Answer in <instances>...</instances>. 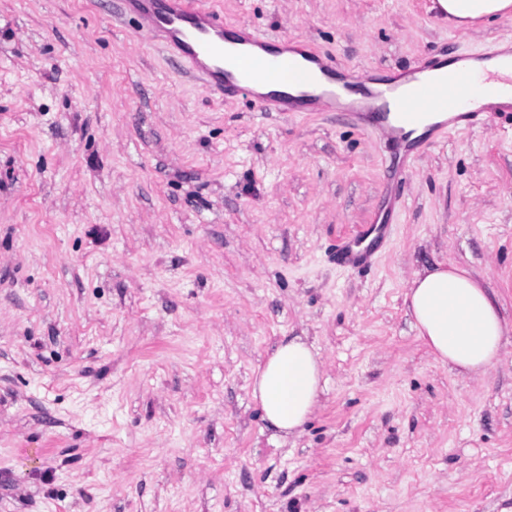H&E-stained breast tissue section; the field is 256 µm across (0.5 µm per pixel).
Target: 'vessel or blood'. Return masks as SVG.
Wrapping results in <instances>:
<instances>
[{
  "mask_svg": "<svg viewBox=\"0 0 512 512\" xmlns=\"http://www.w3.org/2000/svg\"><path fill=\"white\" fill-rule=\"evenodd\" d=\"M122 12L138 17L150 40L192 71L203 87L219 98L252 99L265 112L377 113L389 109L392 121L387 141L411 143L414 151L478 124L491 122L503 107L472 96L474 75L464 65L448 68L446 61L425 57L393 81L370 89L360 99L343 96L344 85L364 83L367 71L347 69L339 82L333 55L321 53L298 38L270 44L250 27L238 26L227 34L223 17L205 0H118ZM267 85L265 93L253 90ZM435 112L448 113L432 133L411 138L409 130Z\"/></svg>",
  "mask_w": 512,
  "mask_h": 512,
  "instance_id": "vessel-or-blood-1",
  "label": "vessel or blood"
}]
</instances>
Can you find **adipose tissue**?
<instances>
[{
    "instance_id": "obj_1",
    "label": "adipose tissue",
    "mask_w": 512,
    "mask_h": 512,
    "mask_svg": "<svg viewBox=\"0 0 512 512\" xmlns=\"http://www.w3.org/2000/svg\"><path fill=\"white\" fill-rule=\"evenodd\" d=\"M405 303L440 363L484 375L499 362L505 335L500 303L469 271L442 263L418 271ZM321 378L311 346L299 336L283 337L253 384L267 427L284 438L296 433L319 404Z\"/></svg>"
}]
</instances>
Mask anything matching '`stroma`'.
I'll return each mask as SVG.
<instances>
[{"label": "stroma", "mask_w": 512, "mask_h": 512, "mask_svg": "<svg viewBox=\"0 0 512 512\" xmlns=\"http://www.w3.org/2000/svg\"><path fill=\"white\" fill-rule=\"evenodd\" d=\"M205 2L378 79L512 37L433 0ZM137 25L0 0V512H512V332L464 377L404 302L449 263L512 329V116L420 153L342 267L392 169L376 128L221 100ZM286 336L323 392L279 440L253 381Z\"/></svg>", "instance_id": "1"}]
</instances>
